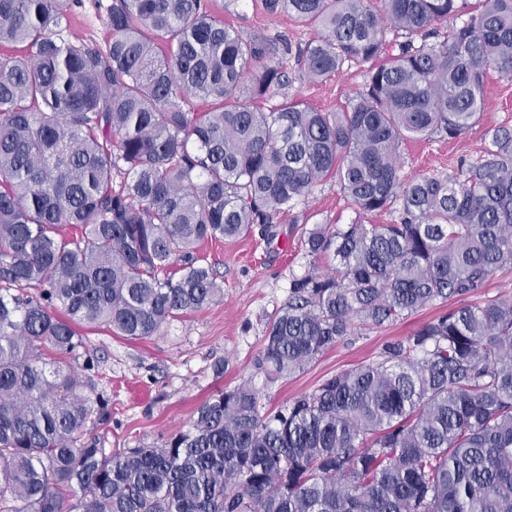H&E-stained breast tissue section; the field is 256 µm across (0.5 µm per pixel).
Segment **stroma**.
Here are the masks:
<instances>
[{
	"label": "stroma",
	"mask_w": 512,
	"mask_h": 512,
	"mask_svg": "<svg viewBox=\"0 0 512 512\" xmlns=\"http://www.w3.org/2000/svg\"><path fill=\"white\" fill-rule=\"evenodd\" d=\"M71 35L105 44L109 37L106 14L96 0H65ZM245 35H287L300 45L314 36L313 24L270 14L254 0H239L224 14ZM368 66L352 63L326 82L311 83L291 75L278 102L300 101L335 112L343 108L367 78ZM512 126V82L489 73L480 121L458 139L434 137L408 141L400 148L403 176H441L460 164L476 163L490 128ZM355 206L340 193L335 181L317 185L305 201L278 217V236L272 243L245 236L204 245L214 263L224 295L209 307L165 325L147 339H132L106 327L82 329L86 353L94 359L96 387L109 400V419L88 431L101 447L114 450L137 444L153 445L162 437L188 429L197 408L214 392L242 383L254 386L267 410H275L301 393L311 391L323 376L347 370L375 358L390 341L410 335L439 314L427 307L385 327H360L326 351L304 372L268 380L255 362L269 315L288 298V285L307 269L303 232L316 224H349L357 220ZM224 360L223 375L213 365Z\"/></svg>",
	"instance_id": "35a3bbf8"
}]
</instances>
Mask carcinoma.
I'll return each instance as SVG.
<instances>
[{"label": "carcinoma", "instance_id": "cac0c4a2", "mask_svg": "<svg viewBox=\"0 0 512 512\" xmlns=\"http://www.w3.org/2000/svg\"><path fill=\"white\" fill-rule=\"evenodd\" d=\"M213 0H112L110 39L64 37L60 0H0V512H512V127L474 165L400 175V147L456 139L512 80V0H261L315 24L297 49L246 37ZM399 52L337 112L262 103ZM198 97L207 108L187 107ZM122 181L114 185V176ZM336 179L352 224L303 237L308 268L256 359L304 371L357 326L453 303L377 358L274 412L249 384L211 395L189 428L107 452L108 418L80 325L147 339L224 295L202 243L258 233ZM400 203L395 224L365 217ZM334 257L336 267L323 268Z\"/></svg>", "mask_w": 512, "mask_h": 512}]
</instances>
